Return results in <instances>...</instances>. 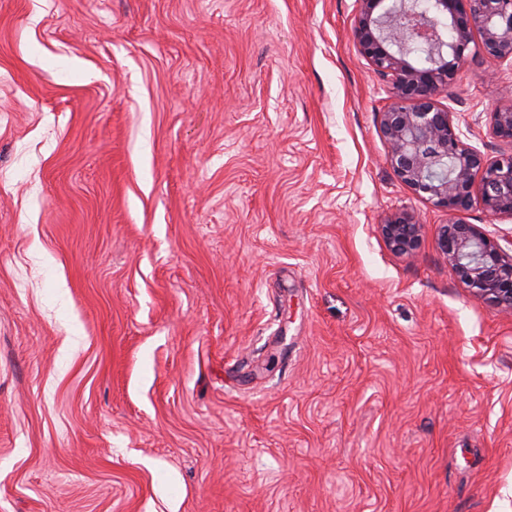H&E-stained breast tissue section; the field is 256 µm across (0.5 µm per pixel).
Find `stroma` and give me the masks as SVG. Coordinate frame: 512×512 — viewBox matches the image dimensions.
<instances>
[{"label":"stroma","instance_id":"obj_1","mask_svg":"<svg viewBox=\"0 0 512 512\" xmlns=\"http://www.w3.org/2000/svg\"><path fill=\"white\" fill-rule=\"evenodd\" d=\"M358 9L0 0V512H512V312L388 164ZM441 101L512 154V64ZM490 128L495 139L512 144V106L490 112ZM421 224H417L414 217L407 213H399L391 217L385 224H381L382 235L396 253L412 255L420 246Z\"/></svg>","mask_w":512,"mask_h":512}]
</instances>
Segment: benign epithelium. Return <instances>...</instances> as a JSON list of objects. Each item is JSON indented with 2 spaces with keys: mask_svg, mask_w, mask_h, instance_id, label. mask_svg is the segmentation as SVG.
Segmentation results:
<instances>
[{
  "mask_svg": "<svg viewBox=\"0 0 512 512\" xmlns=\"http://www.w3.org/2000/svg\"><path fill=\"white\" fill-rule=\"evenodd\" d=\"M430 12L420 14L415 0H359L356 45L394 98L380 121L387 160L402 182L448 214L437 248L457 277L475 295L512 311V256L457 219L476 188L487 212L512 217V155L490 161L465 146L453 112L439 101L466 64L470 44L491 60L512 63V0H432ZM411 40L441 59L415 61L406 49ZM490 128L495 139L512 144V106L490 113ZM421 231L407 212L381 225L387 245L402 255L416 252Z\"/></svg>",
  "mask_w": 512,
  "mask_h": 512,
  "instance_id": "1",
  "label": "benign epithelium"
}]
</instances>
